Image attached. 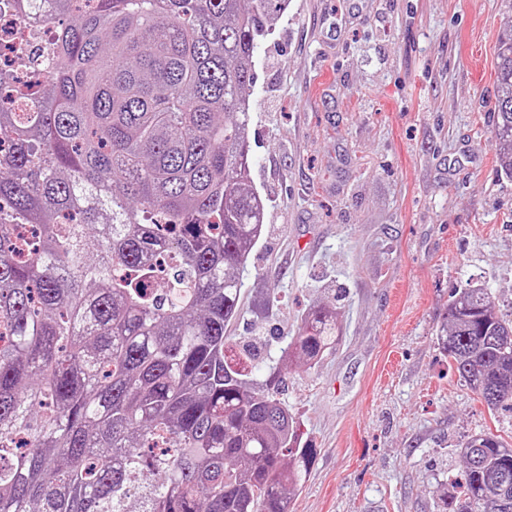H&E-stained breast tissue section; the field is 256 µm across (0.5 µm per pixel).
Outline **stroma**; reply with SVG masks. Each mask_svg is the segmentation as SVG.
Instances as JSON below:
<instances>
[{"instance_id": "35a3bbf8", "label": "stroma", "mask_w": 512, "mask_h": 512, "mask_svg": "<svg viewBox=\"0 0 512 512\" xmlns=\"http://www.w3.org/2000/svg\"><path fill=\"white\" fill-rule=\"evenodd\" d=\"M512 0H288L255 57L252 177L265 232L247 263L248 346L316 454L290 512H438L455 447L490 413L436 334L455 288L512 316V181L489 113ZM317 304L341 335L278 370Z\"/></svg>"}]
</instances>
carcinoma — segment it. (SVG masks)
I'll use <instances>...</instances> for the list:
<instances>
[{"label": "carcinoma", "instance_id": "obj_1", "mask_svg": "<svg viewBox=\"0 0 512 512\" xmlns=\"http://www.w3.org/2000/svg\"><path fill=\"white\" fill-rule=\"evenodd\" d=\"M286 0H16L58 26L29 112H0V512H288L314 449L259 363L225 336L264 233L247 90ZM490 112L512 180V28ZM336 312L281 351L312 368ZM437 340L491 411L512 410V320L455 291ZM464 495L439 512H512V444L459 447Z\"/></svg>", "mask_w": 512, "mask_h": 512}]
</instances>
